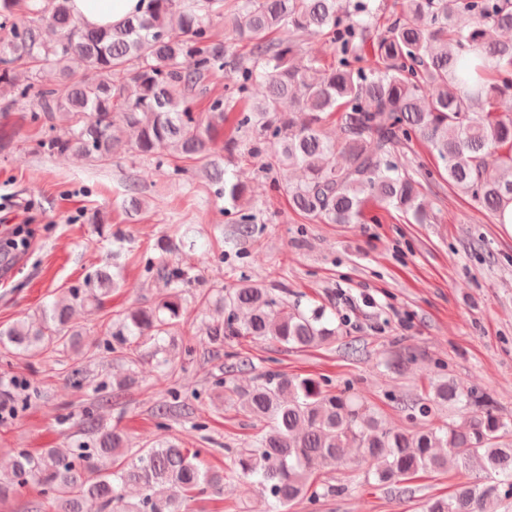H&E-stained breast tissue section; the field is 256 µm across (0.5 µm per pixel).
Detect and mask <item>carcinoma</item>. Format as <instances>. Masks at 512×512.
<instances>
[{"instance_id":"carcinoma-1","label":"carcinoma","mask_w":512,"mask_h":512,"mask_svg":"<svg viewBox=\"0 0 512 512\" xmlns=\"http://www.w3.org/2000/svg\"><path fill=\"white\" fill-rule=\"evenodd\" d=\"M376 0H148L141 15L121 24L92 28L76 16L71 0H0V112L20 99L36 100L33 120L51 134L39 147L47 155L97 161L110 156L129 134V152L167 167L174 179L191 174L184 160L213 169L224 196L238 203L246 191L224 178L216 157L240 155L258 162L273 187L288 196L305 218L330 224H362L371 203L405 212L418 224L432 216L421 199L422 172L405 156L416 138L444 163L448 184L495 218L512 203V39L490 37L512 31V0H407V8L376 35ZM224 25L232 42L220 37ZM288 29L290 37L270 34ZM310 35L323 36L335 52L325 65L306 49ZM192 59V66L183 59ZM82 62L83 72L69 62ZM56 70L60 81H39ZM221 72L228 83L213 94ZM261 83L265 95L250 98ZM288 102L293 111L281 115ZM334 120L341 137L325 126ZM341 152L345 162L331 157ZM234 237L251 238L257 216L234 208ZM148 272L170 288L146 309L117 315L107 327L106 352L137 362L135 344L150 342L164 374H175L166 341L183 316L182 288L188 272L164 256ZM91 287L40 310L33 321L0 329V345L33 356L50 347H74L76 308H101L121 287L117 273L97 270ZM217 317L206 328L219 347L239 336L308 349L336 340L324 310H303L273 296L264 284L241 279L229 292L217 288ZM132 383L123 377L106 395L94 390L99 409L112 407ZM239 411L264 420L268 431L242 448L226 449L230 472L255 483L263 512L343 493V485L315 487L319 468L335 469L345 451L359 450L378 462L375 483L400 495L420 472L448 469V454L494 472L496 483L464 482L446 497H430L424 512H492L512 497V440L493 400L450 381L433 385L426 398L403 402L411 420L427 419L446 404L468 410L464 424L414 430L387 426L356 397L334 393L326 381L266 371L235 391ZM156 407L166 421L187 416L202 429V414L168 391ZM81 429L93 443L77 453L46 448L20 450L8 473H0V501L30 483L40 488L32 512H188L190 504L222 492L224 473L207 467L202 451L178 439L129 448L120 432L98 415H85Z\"/></svg>"}]
</instances>
